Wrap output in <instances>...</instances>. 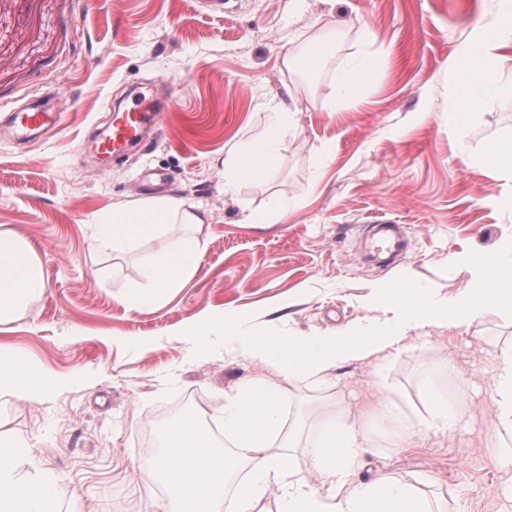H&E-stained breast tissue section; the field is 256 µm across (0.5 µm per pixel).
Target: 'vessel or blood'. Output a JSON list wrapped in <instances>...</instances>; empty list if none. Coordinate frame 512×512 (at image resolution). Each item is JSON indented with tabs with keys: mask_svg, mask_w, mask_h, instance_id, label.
Wrapping results in <instances>:
<instances>
[{
	"mask_svg": "<svg viewBox=\"0 0 512 512\" xmlns=\"http://www.w3.org/2000/svg\"><path fill=\"white\" fill-rule=\"evenodd\" d=\"M168 105L167 96H160L157 105L145 112L138 108L116 111L107 135L99 138L96 149L99 155L110 158L130 152L142 141L147 129L156 125ZM57 113L48 111L40 103L11 107L7 119L8 129L19 138H29L42 131L53 129ZM404 225L388 218H377L363 229V246L359 259L376 268L388 267L408 247Z\"/></svg>",
	"mask_w": 512,
	"mask_h": 512,
	"instance_id": "b4317fda",
	"label": "vessel or blood"
}]
</instances>
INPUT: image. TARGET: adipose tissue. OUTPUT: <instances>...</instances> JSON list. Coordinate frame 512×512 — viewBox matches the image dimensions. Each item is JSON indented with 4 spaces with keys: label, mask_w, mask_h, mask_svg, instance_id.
I'll list each match as a JSON object with an SVG mask.
<instances>
[{
    "label": "adipose tissue",
    "mask_w": 512,
    "mask_h": 512,
    "mask_svg": "<svg viewBox=\"0 0 512 512\" xmlns=\"http://www.w3.org/2000/svg\"><path fill=\"white\" fill-rule=\"evenodd\" d=\"M498 16L470 24L459 56L455 85L456 110L449 118L465 130L481 101L512 87V72L502 62L512 51V0H501ZM380 58L362 56L347 66L327 90L329 97L348 99L368 82ZM269 123L248 145L234 143L224 152V190L261 176L277 153L294 114L269 102ZM206 216L182 198H145L118 203L103 212L92 227L93 250L121 251L144 237L160 239L158 252L144 256L139 272L148 289L128 297L133 307L149 304L184 280L204 253L205 241L174 232L177 224L195 227ZM474 273L471 288L453 300L436 299L417 284L376 288L371 304L380 316L365 325H350L320 336H268L243 328L233 315L209 318L182 334L192 358L216 351L267 369V376L224 397V435L231 452L218 448L201 425L175 420L165 429V447L141 467L146 492L164 487L177 512H433L431 504L389 477L351 484L359 466L362 442L353 425L340 416L320 424L311 445V472L297 468L288 452L293 432L281 424L280 381L323 386L329 372L351 362H374L399 349L413 332L428 328H462L489 307L512 312V242L494 254L465 257ZM45 289L42 264L32 244L12 230L0 228V324L14 321L29 301ZM493 405L498 428L512 431V346L496 354ZM81 376H54L35 368L16 351L0 350V408L18 402H41L80 384ZM425 407L413 421L398 418L387 402L378 410L389 424L391 446L401 448L416 436L447 433L462 414L461 405L434 391L424 394ZM33 453L23 436H0V512H60L56 476L20 464ZM243 479H236V472Z\"/></svg>",
    "instance_id": "adipose-tissue-1"
}]
</instances>
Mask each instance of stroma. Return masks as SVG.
Returning <instances> with one entry per match:
<instances>
[{
	"instance_id": "35a3bbf8",
	"label": "stroma",
	"mask_w": 512,
	"mask_h": 512,
	"mask_svg": "<svg viewBox=\"0 0 512 512\" xmlns=\"http://www.w3.org/2000/svg\"><path fill=\"white\" fill-rule=\"evenodd\" d=\"M500 9V0H226L220 12L200 0H0V104L66 88L46 100L61 115L53 132L0 137V225L36 248L46 281L20 319L0 324V349L88 376L0 410V432L32 440L62 506L152 512L167 492L141 493L137 469L154 454L146 431L185 397L223 431L225 393L259 369L192 359L180 329L231 313L270 336L321 335L371 320L369 297L384 284L452 298L471 281L460 256L512 240V213L492 204L512 179L483 162L489 144L512 135V92L489 98L465 132L448 122L467 22ZM318 34L327 62L307 85L284 57ZM366 51L384 53L383 67L355 101L330 108L328 85ZM152 90L170 98L164 130L146 133L129 160H98L89 146L113 109ZM273 99L292 107L294 124L267 173L225 193V146L256 137ZM167 196L203 206L207 249L178 288L128 307L125 296L144 285L138 257L154 243L94 251L91 226L112 204ZM266 212L278 223H247ZM380 216L408 226L410 248L377 272L356 254L366 222ZM510 345L512 314L490 309L463 329L414 333L380 367L341 365L328 390L287 387L282 422L302 427L292 457L309 469L321 418L345 414L373 442L355 480L389 476L447 512H512V476L490 442L495 356ZM428 388L461 403L460 422L414 447L389 446L377 402L405 419Z\"/></svg>"
}]
</instances>
